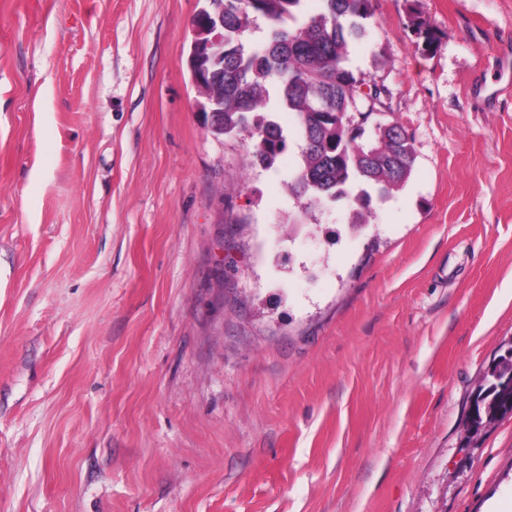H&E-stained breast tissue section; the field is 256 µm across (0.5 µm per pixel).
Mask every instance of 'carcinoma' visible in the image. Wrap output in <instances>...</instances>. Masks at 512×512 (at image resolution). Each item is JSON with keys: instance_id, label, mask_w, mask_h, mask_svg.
<instances>
[{"instance_id": "1", "label": "carcinoma", "mask_w": 512, "mask_h": 512, "mask_svg": "<svg viewBox=\"0 0 512 512\" xmlns=\"http://www.w3.org/2000/svg\"><path fill=\"white\" fill-rule=\"evenodd\" d=\"M224 4V67H209L204 86L219 100L212 125L217 134L256 130L253 164L270 167L290 144L270 118L275 111L293 115L299 162L288 189L309 206L346 200L350 223L368 225L373 200L383 201L410 177L416 156L411 137L396 122L365 138L340 113L362 104L364 119L386 107L388 88L368 84L348 68L352 44L367 38L375 0H221ZM266 20L268 40L246 43L256 17ZM409 24L431 52L438 36L415 12ZM512 375V350L484 372L483 400L471 411L466 431L505 416L499 411L498 379Z\"/></svg>"}]
</instances>
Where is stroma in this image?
I'll return each mask as SVG.
<instances>
[{"instance_id":"obj_1","label":"stroma","mask_w":512,"mask_h":512,"mask_svg":"<svg viewBox=\"0 0 512 512\" xmlns=\"http://www.w3.org/2000/svg\"><path fill=\"white\" fill-rule=\"evenodd\" d=\"M204 5L0 0V512L511 501L512 415L465 425L512 349V0H376L350 64L416 162L357 235L204 125ZM408 21L410 26L415 31L419 38H422V51L431 52L435 48L438 41V36L435 31L416 14L413 10L410 11Z\"/></svg>"}]
</instances>
